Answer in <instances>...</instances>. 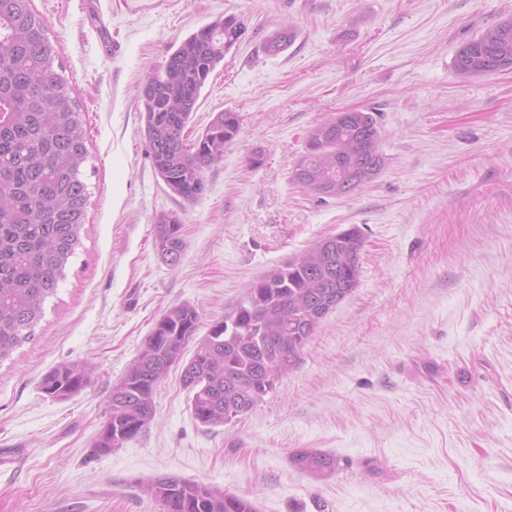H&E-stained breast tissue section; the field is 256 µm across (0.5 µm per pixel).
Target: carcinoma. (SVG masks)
<instances>
[{"instance_id": "1", "label": "carcinoma", "mask_w": 512, "mask_h": 512, "mask_svg": "<svg viewBox=\"0 0 512 512\" xmlns=\"http://www.w3.org/2000/svg\"><path fill=\"white\" fill-rule=\"evenodd\" d=\"M31 2L0 0V362L34 335L46 300L57 294L82 245L90 197L82 111ZM241 31L234 17L210 23L181 41L139 86L154 169L188 202L205 193L207 171L241 131L240 114L224 111L196 139L185 136L202 88ZM294 39L292 30H276L265 50L278 54ZM452 66L461 79L512 71V18L463 42ZM380 140L372 113L338 112L309 129L292 181L321 199L349 196L383 169ZM155 224V249L167 264L179 263L186 247L180 215L162 213ZM364 245L355 224L321 237L246 284L199 340L198 310L190 304L168 309L113 387L97 451L120 448L146 430L159 385L191 343L182 383L193 418L223 427L251 411L295 372L321 322L354 292ZM91 373L86 361H65L40 387L52 399H67L90 384ZM291 463L314 480L328 478L338 465L336 456L315 448L296 451ZM141 491L159 512H257L247 497L175 476L152 480Z\"/></svg>"}]
</instances>
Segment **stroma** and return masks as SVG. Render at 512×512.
<instances>
[{
    "instance_id": "35a3bbf8",
    "label": "stroma",
    "mask_w": 512,
    "mask_h": 512,
    "mask_svg": "<svg viewBox=\"0 0 512 512\" xmlns=\"http://www.w3.org/2000/svg\"><path fill=\"white\" fill-rule=\"evenodd\" d=\"M79 100L91 198L82 245L34 339L0 363V512H158L141 482L175 476L258 512H512V71L459 79L457 47L512 17V0H32ZM246 30L186 129L222 111L242 129L195 202L147 153L139 82L219 17ZM294 42L266 52L274 31ZM373 113L385 166L362 191L317 200L292 182L308 130ZM260 153L264 163L249 158ZM179 214L178 265L154 247ZM360 283L299 369L238 422L194 420L181 367L147 431L95 449L113 387L156 320L189 304L221 318L247 283L350 225ZM90 385L40 389L58 363ZM339 461L314 481L291 455ZM91 373L92 367L86 361H65L42 377L40 387L50 398L67 399L79 394L90 384Z\"/></svg>"
}]
</instances>
